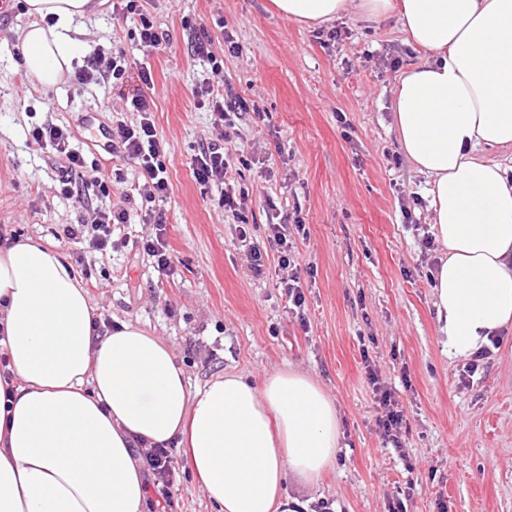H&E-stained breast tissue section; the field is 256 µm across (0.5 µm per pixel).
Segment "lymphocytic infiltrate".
<instances>
[{
    "label": "lymphocytic infiltrate",
    "mask_w": 512,
    "mask_h": 512,
    "mask_svg": "<svg viewBox=\"0 0 512 512\" xmlns=\"http://www.w3.org/2000/svg\"><path fill=\"white\" fill-rule=\"evenodd\" d=\"M130 66L124 50L112 52L110 57H102L100 52H92L84 68L76 71L73 79L78 84L105 83L121 80ZM129 105L138 112L135 123L118 122L111 130L112 155L119 159L135 161L139 167L138 191L146 206L140 212L119 207L112 210L95 212L88 223L67 224L62 228L64 239L86 243L88 248L103 252L112 246V229L121 224L130 223L132 218H139L141 223L153 225L155 232L141 244L142 250L154 258L159 274L168 275L171 261L166 240V217L163 212L154 209L156 199L168 196L171 185L167 169L161 159V145L152 115L153 101L146 94L131 97ZM29 136L33 144L42 149H50L56 154L67 176L59 182L58 192L65 198H82L84 192L97 191L108 193V183L104 175H97L92 180L76 186L71 176L81 173L86 164L83 153L73 147V131L66 126L45 123L34 126ZM231 167L229 152L216 146L201 148L193 161V173L196 180L203 185H223ZM289 214H282L277 224L271 225V239L281 249L282 268L288 269V277L282 278L280 284L294 306H303L305 297L300 286V277L295 272L293 244L288 237ZM368 381L372 387L378 408L377 426L385 439L398 443L402 428L403 413L391 390L382 385L376 372H369ZM150 484L156 489L158 498L155 502L157 512H171L173 507L172 489L176 482V468L173 464V451L169 448L156 447L145 456Z\"/></svg>",
    "instance_id": "1"
}]
</instances>
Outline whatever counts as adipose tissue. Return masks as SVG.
<instances>
[{
	"instance_id": "obj_1",
	"label": "adipose tissue",
	"mask_w": 512,
	"mask_h": 512,
	"mask_svg": "<svg viewBox=\"0 0 512 512\" xmlns=\"http://www.w3.org/2000/svg\"><path fill=\"white\" fill-rule=\"evenodd\" d=\"M21 64L57 87L87 50L93 0H25ZM296 22L354 12L395 19L425 52L399 79L394 126L428 180L433 273L448 354L467 359L512 332V0H273ZM71 267L31 239L0 248V512H147L138 450L176 443L214 512H306L287 487L336 461L340 415L306 374L237 373L190 388L172 347L124 321L94 332Z\"/></svg>"
}]
</instances>
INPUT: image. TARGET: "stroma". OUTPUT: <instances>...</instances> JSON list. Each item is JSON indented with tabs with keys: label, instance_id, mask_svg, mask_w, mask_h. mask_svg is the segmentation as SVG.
Masks as SVG:
<instances>
[{
	"label": "stroma",
	"instance_id": "35a3bbf8",
	"mask_svg": "<svg viewBox=\"0 0 512 512\" xmlns=\"http://www.w3.org/2000/svg\"><path fill=\"white\" fill-rule=\"evenodd\" d=\"M169 49L136 50L139 19L105 0L86 22L90 47L124 49L122 82L45 90L20 64L15 0L0 19V225L53 244L95 307L98 321H132L161 337L191 387L235 371L259 379L292 368L331 395L341 418L333 470L312 491L311 512H512V337L470 368L449 358L438 332L432 274L441 251L423 176L403 154L390 106L399 75L419 59L394 20L349 14L310 26L271 0H146ZM205 26L224 62L220 75L195 61L191 38ZM236 52H229V45ZM152 74V88L139 78ZM211 78L225 99L250 111L214 124L195 91ZM149 92L171 195L156 201L167 222L172 273L161 277L140 242L149 224H124L106 253L58 241L61 225L128 204L134 161L113 159L100 130L135 122L128 98ZM70 125L85 177L101 163L109 194L61 197V173L28 140L33 125ZM233 132L231 186L247 193L241 224L224 216L220 187L201 185L192 161ZM302 220L291 241L303 307L279 286L284 272L269 224L277 212ZM247 229L267 276L253 278ZM394 392L405 422L400 448L386 444L367 367Z\"/></svg>",
	"mask_w": 512,
	"mask_h": 512
}]
</instances>
